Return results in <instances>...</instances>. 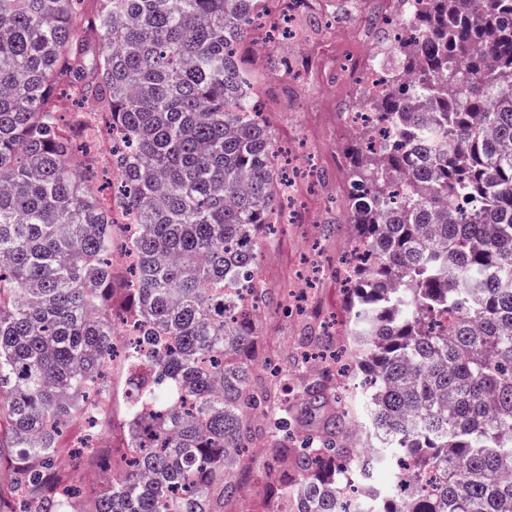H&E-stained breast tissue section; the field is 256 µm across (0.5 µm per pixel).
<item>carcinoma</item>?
Returning <instances> with one entry per match:
<instances>
[{"label": "carcinoma", "instance_id": "1", "mask_svg": "<svg viewBox=\"0 0 512 512\" xmlns=\"http://www.w3.org/2000/svg\"><path fill=\"white\" fill-rule=\"evenodd\" d=\"M0 0V512H224L262 436L293 512H512V0H423L398 32L383 95L392 128L343 146L352 201L346 306L373 459L353 452V391L332 370L258 381L251 349L261 240L288 178L242 52L268 0ZM108 114L112 198L92 186L53 91ZM129 265L113 262L117 253ZM120 290L123 302L112 304ZM304 339L336 347L325 330ZM120 368L126 477L95 496L57 468L75 419L111 409ZM336 404L294 429L298 400ZM386 453L396 492L344 491Z\"/></svg>", "mask_w": 512, "mask_h": 512}]
</instances>
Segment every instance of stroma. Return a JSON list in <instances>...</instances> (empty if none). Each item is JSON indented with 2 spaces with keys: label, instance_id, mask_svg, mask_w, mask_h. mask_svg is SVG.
Here are the masks:
<instances>
[{
  "label": "stroma",
  "instance_id": "obj_1",
  "mask_svg": "<svg viewBox=\"0 0 512 512\" xmlns=\"http://www.w3.org/2000/svg\"><path fill=\"white\" fill-rule=\"evenodd\" d=\"M376 8L375 0H369L366 10L353 12L351 20L344 23L329 13L316 24L302 20L296 32L314 34L320 53L314 60L304 55L287 57L290 76L269 73L264 62L251 65L265 84L259 105L273 139L288 150L299 211L296 222L268 239L265 246L267 257L262 262L260 285L272 292L274 301L259 321L258 342L252 354L255 370L264 373L275 365L293 370L305 327L326 326L341 343L352 342L341 272L352 230L347 222L348 189L341 175L342 147L348 134L339 114L346 111L358 88L340 81L336 55L353 53L358 45L338 36L336 29L359 27ZM85 430L80 420L67 427L60 470L94 493L104 482V472L85 463L70 467L67 454ZM252 456L253 465L242 478L250 494L225 501L224 512H271L277 507L274 478L267 469L271 451L265 441H257Z\"/></svg>",
  "mask_w": 512,
  "mask_h": 512
}]
</instances>
